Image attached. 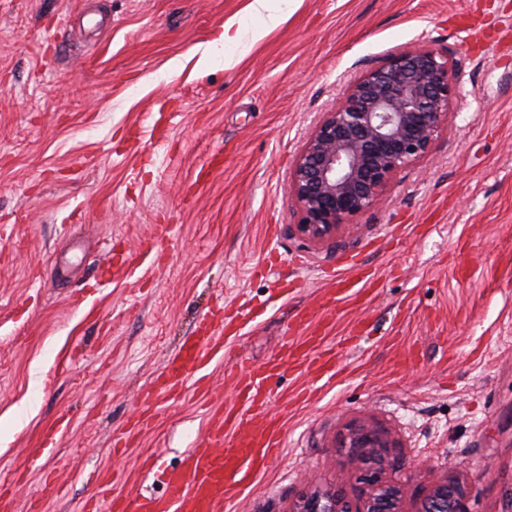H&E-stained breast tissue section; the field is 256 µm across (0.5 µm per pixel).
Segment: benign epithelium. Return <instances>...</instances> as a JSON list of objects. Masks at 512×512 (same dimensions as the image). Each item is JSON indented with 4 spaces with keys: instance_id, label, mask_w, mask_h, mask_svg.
Here are the masks:
<instances>
[{
    "instance_id": "obj_1",
    "label": "benign epithelium",
    "mask_w": 512,
    "mask_h": 512,
    "mask_svg": "<svg viewBox=\"0 0 512 512\" xmlns=\"http://www.w3.org/2000/svg\"><path fill=\"white\" fill-rule=\"evenodd\" d=\"M451 70L450 60L434 48L402 51L363 73L324 113L297 154L289 183L303 239L336 236L380 204L399 173L431 154L456 98ZM353 447L374 464L365 474L360 512H403L405 485L382 478V435L362 427ZM291 512L352 510L329 487L306 493ZM417 512H468L463 484L453 477L433 484Z\"/></svg>"
}]
</instances>
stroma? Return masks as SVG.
Segmentation results:
<instances>
[{
	"instance_id": "1",
	"label": "stroma",
	"mask_w": 512,
	"mask_h": 512,
	"mask_svg": "<svg viewBox=\"0 0 512 512\" xmlns=\"http://www.w3.org/2000/svg\"><path fill=\"white\" fill-rule=\"evenodd\" d=\"M248 2L0 0V512L163 495L233 395L220 363L211 392L166 391L165 362L241 306L257 319L228 353L266 362L354 258L371 288L325 315L342 370L310 396L291 369L273 380L282 446L227 512L326 486L358 503L361 425L405 512L450 472L469 512H512V0ZM414 46L447 55L460 92L432 153L334 239L302 240L306 137Z\"/></svg>"
}]
</instances>
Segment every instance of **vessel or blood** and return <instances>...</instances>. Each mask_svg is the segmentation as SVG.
Returning <instances> with one entry per match:
<instances>
[{
    "instance_id": "b4317fda",
    "label": "vessel or blood",
    "mask_w": 512,
    "mask_h": 512,
    "mask_svg": "<svg viewBox=\"0 0 512 512\" xmlns=\"http://www.w3.org/2000/svg\"><path fill=\"white\" fill-rule=\"evenodd\" d=\"M365 286L359 275L338 273L324 304L332 308L351 300ZM296 323L305 328V335L283 334L280 349L267 362H239L227 371L235 398L208 428L207 446L193 449L181 468L168 473L165 495L132 499L116 492L112 512H220L224 503L240 496L248 480L281 445L284 422L269 410L271 378L286 366L312 378L330 381L337 375L329 327L321 323L317 311L306 312ZM226 346V341L214 336L195 338L184 345L180 357L165 364L162 374L169 386L182 385L188 369L205 374Z\"/></svg>"
}]
</instances>
